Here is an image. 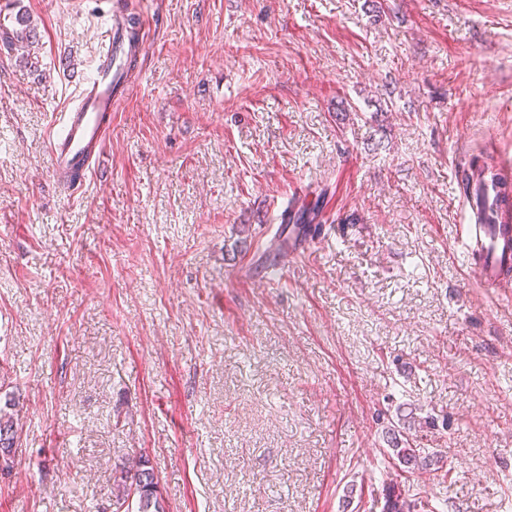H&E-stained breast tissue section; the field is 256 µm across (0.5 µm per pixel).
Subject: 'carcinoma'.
Wrapping results in <instances>:
<instances>
[{
  "instance_id": "cac0c4a2",
  "label": "carcinoma",
  "mask_w": 512,
  "mask_h": 512,
  "mask_svg": "<svg viewBox=\"0 0 512 512\" xmlns=\"http://www.w3.org/2000/svg\"><path fill=\"white\" fill-rule=\"evenodd\" d=\"M489 179L500 189L502 201L509 202L512 195V178L508 173L488 165H471L462 171V182L465 189H470L474 179ZM318 212L316 207L302 206L288 223L301 225L307 231V225L316 223ZM19 433L11 414L0 409V471L8 472L12 468L15 453L12 449L18 446ZM393 454L399 463L406 466H429L431 462L421 458L420 451L411 446L410 442L394 441ZM383 512H417L418 504L409 500L400 484L391 483L383 489ZM112 506L123 512H167L158 477L147 455L138 452L129 456L115 469L113 477Z\"/></svg>"
}]
</instances>
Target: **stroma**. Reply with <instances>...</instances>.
Returning <instances> with one entry per match:
<instances>
[{
	"mask_svg": "<svg viewBox=\"0 0 512 512\" xmlns=\"http://www.w3.org/2000/svg\"><path fill=\"white\" fill-rule=\"evenodd\" d=\"M156 20L104 159L55 181L52 118L99 0H6L0 512H102L128 453L168 512H512V281L465 261L461 171H512V0H129ZM327 223L271 272L285 207ZM410 439L438 470L391 451ZM18 429L14 424L10 413L4 412L0 407V471L9 473L13 467L15 453L12 448H17L19 442ZM384 505L383 512H416L418 504L411 501L406 496L405 489L400 484L390 483L383 489Z\"/></svg>",
	"mask_w": 512,
	"mask_h": 512,
	"instance_id": "1",
	"label": "stroma"
}]
</instances>
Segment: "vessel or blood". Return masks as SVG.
<instances>
[{
    "instance_id": "vessel-or-blood-1",
    "label": "vessel or blood",
    "mask_w": 512,
    "mask_h": 512,
    "mask_svg": "<svg viewBox=\"0 0 512 512\" xmlns=\"http://www.w3.org/2000/svg\"><path fill=\"white\" fill-rule=\"evenodd\" d=\"M152 26V18L143 17L132 43L123 19L108 14L93 74L80 85L73 102L59 112L50 141L53 175L65 187L78 188L98 166L119 100L116 88L126 83L127 58L131 51L146 49ZM497 209L499 223L467 225L464 241L467 263L490 288L512 278V226L506 223L511 215L506 208Z\"/></svg>"
}]
</instances>
